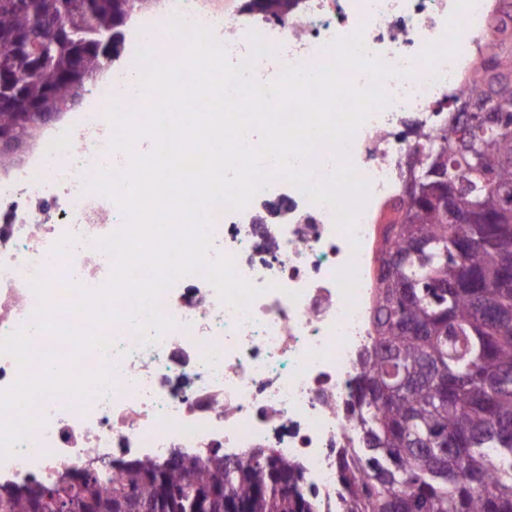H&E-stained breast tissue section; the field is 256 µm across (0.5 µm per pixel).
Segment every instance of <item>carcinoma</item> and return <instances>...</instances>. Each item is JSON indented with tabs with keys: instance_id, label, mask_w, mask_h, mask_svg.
<instances>
[{
	"instance_id": "1",
	"label": "carcinoma",
	"mask_w": 512,
	"mask_h": 512,
	"mask_svg": "<svg viewBox=\"0 0 512 512\" xmlns=\"http://www.w3.org/2000/svg\"><path fill=\"white\" fill-rule=\"evenodd\" d=\"M125 0H0L1 37L47 43L39 72L0 81V125L35 139L48 120L87 94L119 57L107 38ZM65 26L68 46L52 40ZM477 77L495 99L499 125L483 113L450 120L422 158L399 210L404 222L383 259L371 361L359 385L365 445L338 455L344 512H512V28L490 44ZM33 119L17 123L15 113ZM441 167L457 208L483 207L485 223L455 224L432 197ZM174 452L167 461L112 463L103 492L95 472L78 475L70 503L48 487L0 491V512H193L211 506L216 485L248 512H317L303 471L262 449L244 463Z\"/></svg>"
}]
</instances>
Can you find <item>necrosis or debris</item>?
Here are the masks:
<instances>
[{"instance_id": "obj_1", "label": "necrosis or debris", "mask_w": 512, "mask_h": 512, "mask_svg": "<svg viewBox=\"0 0 512 512\" xmlns=\"http://www.w3.org/2000/svg\"><path fill=\"white\" fill-rule=\"evenodd\" d=\"M238 14L237 0L214 10L198 0H157L141 12L130 45L150 42L161 60H175L183 47L162 30L178 15L211 26L237 64L249 56L254 31L277 48L255 65L256 77L270 82L286 64H326L324 44L361 25L370 53L414 67V78L385 83L390 104L370 114L350 145L371 186L358 215L360 247L338 231L331 208L282 180L245 209L222 212L213 254L234 256L240 277L260 287L277 283V290L258 298L243 322L202 276L190 275L178 295L161 298L188 331L140 347L120 322L99 324L115 347L105 356L86 353L78 368L110 367L119 390L85 406L45 399L38 411L46 425L0 462L1 489L50 485L91 462L108 473L116 459L162 460L175 451L202 457L213 448L241 458L271 448L302 467L318 512H342L336 451L364 445L358 383L373 347L381 256L394 245L385 213L405 194L422 135L447 125L456 100L474 111L490 107L488 88L472 76L497 25L512 18V0H293L284 20L256 11L242 23ZM136 76L135 57L127 55L93 90L94 108L46 138L26 164L0 170V335L33 330L37 300L27 279L39 268L54 280L51 299L63 308L62 322L84 326L67 309L64 284L95 289L108 280L113 261L93 243L126 216L105 196L83 192L81 175L128 169L129 154L107 148L103 111L112 95L137 102ZM350 263L357 285L348 300L335 274ZM293 291L298 299H290Z\"/></svg>"}]
</instances>
